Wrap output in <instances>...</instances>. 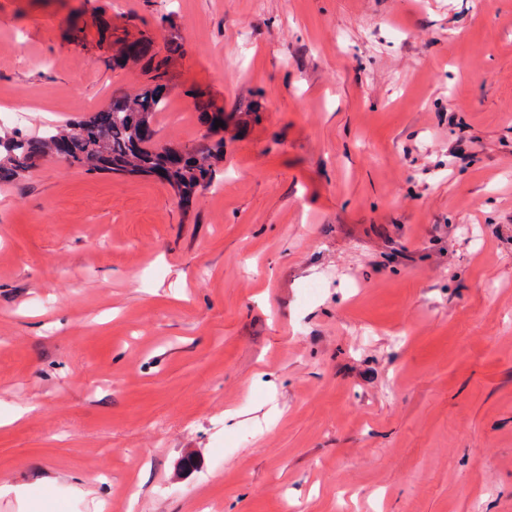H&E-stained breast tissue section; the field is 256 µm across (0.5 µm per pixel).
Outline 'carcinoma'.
<instances>
[{
  "label": "carcinoma",
  "instance_id": "cac0c4a2",
  "mask_svg": "<svg viewBox=\"0 0 512 512\" xmlns=\"http://www.w3.org/2000/svg\"><path fill=\"white\" fill-rule=\"evenodd\" d=\"M164 49L155 48V36L144 33L125 41L112 53V68L137 69L146 80L130 96L112 97L105 107L65 125H54L38 135L0 127V185H8L57 158L68 146L65 162L79 171H108L154 177L166 185L188 213L208 190L224 177V127L240 125L260 111L257 99L240 105L239 120L224 113L202 89L191 91L205 128L201 142L175 145L158 140L157 118L168 103L173 57L182 49L181 29L175 19H162ZM224 126L214 128L215 120ZM196 452H185L175 475L185 477L198 465Z\"/></svg>",
  "mask_w": 512,
  "mask_h": 512
}]
</instances>
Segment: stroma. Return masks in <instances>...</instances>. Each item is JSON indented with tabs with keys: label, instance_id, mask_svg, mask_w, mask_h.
<instances>
[{
	"label": "stroma",
	"instance_id": "obj_1",
	"mask_svg": "<svg viewBox=\"0 0 512 512\" xmlns=\"http://www.w3.org/2000/svg\"><path fill=\"white\" fill-rule=\"evenodd\" d=\"M167 15L160 141L262 119L188 218L0 186V512H512V0H0V113L130 93L101 48Z\"/></svg>",
	"mask_w": 512,
	"mask_h": 512
}]
</instances>
